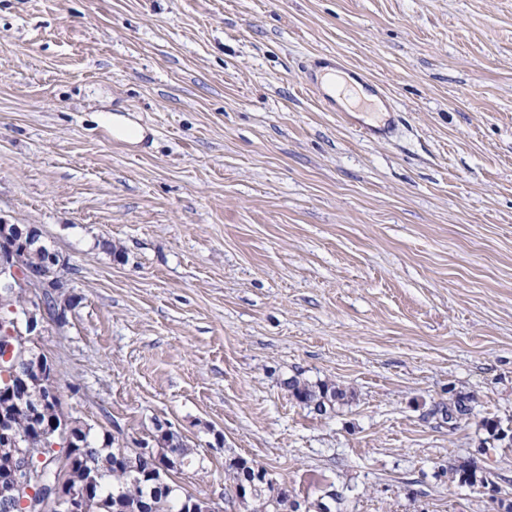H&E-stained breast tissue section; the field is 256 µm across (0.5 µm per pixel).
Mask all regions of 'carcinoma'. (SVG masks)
Here are the masks:
<instances>
[{
    "label": "carcinoma",
    "mask_w": 512,
    "mask_h": 512,
    "mask_svg": "<svg viewBox=\"0 0 512 512\" xmlns=\"http://www.w3.org/2000/svg\"><path fill=\"white\" fill-rule=\"evenodd\" d=\"M4 243L16 247L15 254L25 269L45 275L52 273L50 261L54 254L40 244L36 229L15 224ZM21 373L28 388L12 403L0 400V415L10 423L14 437L20 440L31 460L43 467L48 479L76 488L94 476L97 496L90 502L89 512H139L138 505L143 500L151 503L150 512H213L205 498L179 496L173 482L115 467L112 459L124 444L113 435L100 442L92 440L90 428L64 415L48 359L36 353L34 344L25 354ZM288 391L298 404L320 412L326 403L346 397V392L334 385H313L298 377L288 381ZM482 427L487 433L484 445L508 439V431L498 419L487 418ZM155 440L158 447L172 449L181 460H192L188 444L177 434H157ZM448 472L453 480L469 487L495 485L470 457L455 461ZM287 502L286 491L273 496L261 487L256 490L251 512H284Z\"/></svg>",
    "instance_id": "cac0c4a2"
}]
</instances>
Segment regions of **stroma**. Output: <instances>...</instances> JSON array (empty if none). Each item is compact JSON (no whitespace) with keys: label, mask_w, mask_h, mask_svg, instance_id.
<instances>
[{"label":"stroma","mask_w":512,"mask_h":512,"mask_svg":"<svg viewBox=\"0 0 512 512\" xmlns=\"http://www.w3.org/2000/svg\"><path fill=\"white\" fill-rule=\"evenodd\" d=\"M321 53L385 87L390 138L306 91ZM0 220L67 264L63 412L168 423L181 493L247 512L240 457L286 512H498L449 478L473 457L512 500L479 428L512 425V0H0ZM288 391L299 405L309 408L313 406L319 412L324 410L326 402H339L346 397V392L335 385L329 386L327 383L312 385L298 377L288 381ZM153 435L159 448H171L173 452H176L181 457L182 463L180 466L183 465L184 460H189L190 465L193 463L191 453L189 452L190 447L181 436L173 432L161 435L153 433Z\"/></svg>","instance_id":"1"}]
</instances>
